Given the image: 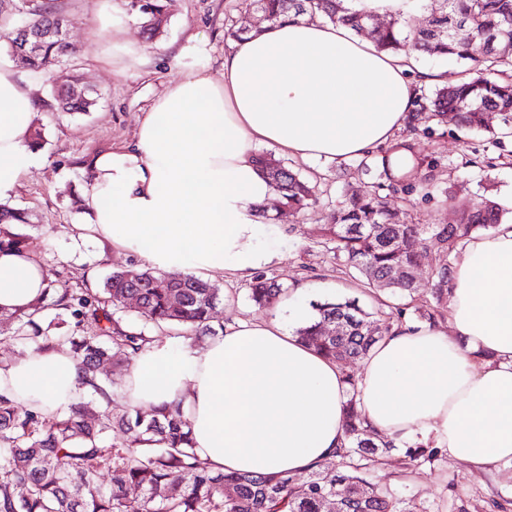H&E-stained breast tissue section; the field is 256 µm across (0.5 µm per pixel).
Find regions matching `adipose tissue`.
I'll return each instance as SVG.
<instances>
[{"label":"adipose tissue","mask_w":512,"mask_h":512,"mask_svg":"<svg viewBox=\"0 0 512 512\" xmlns=\"http://www.w3.org/2000/svg\"><path fill=\"white\" fill-rule=\"evenodd\" d=\"M439 72L379 52L342 25L299 16L236 42L221 80L199 70L169 84L135 139L88 159L76 241L109 243L168 272L239 279L271 265L259 244L276 194L258 146L345 161L394 144L418 87ZM32 86L0 57V197L29 173ZM45 265L0 252V312L39 300ZM445 322L393 326L363 360L360 403L371 431L486 470L512 462V224L470 235L449 273ZM341 368L278 317L237 320L201 348L155 345L129 370V400L180 403L198 455L216 472L303 473L345 443ZM82 390L68 351L27 349L0 369V394L45 413Z\"/></svg>","instance_id":"adipose-tissue-1"}]
</instances>
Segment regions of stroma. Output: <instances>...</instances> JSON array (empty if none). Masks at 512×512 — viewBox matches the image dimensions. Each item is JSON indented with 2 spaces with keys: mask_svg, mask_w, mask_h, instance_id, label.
Returning <instances> with one entry per match:
<instances>
[{
  "mask_svg": "<svg viewBox=\"0 0 512 512\" xmlns=\"http://www.w3.org/2000/svg\"><path fill=\"white\" fill-rule=\"evenodd\" d=\"M100 3L57 0L69 23V39L82 52L75 62L51 68L56 75H79L83 85L99 94L98 104L87 114L48 111L45 103L51 98V85L33 78L34 124L41 128L43 142L21 187L4 199L5 205L27 216L20 227L27 249L44 263L51 279L71 288L80 287L90 277L101 280L128 262L106 247L73 241L65 233L67 226L81 220L71 196L87 178L83 159L131 142L144 112L186 70L220 79L224 54L234 44L229 30L250 26L256 18L254 0H167L168 25L162 35L148 38L140 17H133L128 35L144 50L129 57L113 54L112 28L98 18ZM399 137L414 143L423 161L407 178L405 188L385 199L405 223H458L459 210L452 202L458 193L474 203L487 196L512 195V136L493 141L485 135L464 133L450 122H433L425 132L417 134L407 128ZM284 163L316 179L321 203L308 215H284L280 220L284 237H262V244L279 253L266 275L287 288L296 282L305 284L298 299L304 313L311 312L312 302L334 297L355 299L363 309L378 311L368 291L334 259L321 231L322 225L333 223L336 202L345 190L380 182L377 155L342 162L288 157ZM430 169L435 172L436 185L427 196L421 183ZM212 282L232 293L218 305L216 322L261 317V310L248 297V280L217 275ZM369 479L410 501L418 512H512V463L478 472L441 453L430 461L411 462L403 449L395 448L371 470Z\"/></svg>",
  "mask_w": 512,
  "mask_h": 512,
  "instance_id": "obj_1",
  "label": "stroma"
}]
</instances>
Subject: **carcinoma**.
<instances>
[{"label":"carcinoma","instance_id":"carcinoma-1","mask_svg":"<svg viewBox=\"0 0 512 512\" xmlns=\"http://www.w3.org/2000/svg\"><path fill=\"white\" fill-rule=\"evenodd\" d=\"M412 0V9H428L415 29L408 19L394 17L385 26L357 8V0H257L263 21L259 31L293 15L321 18L341 24L371 38L376 47L394 55L415 51L429 57L469 60L470 36L486 44L483 57L456 84L421 92L415 101L411 129L446 116L466 131L512 134V0ZM25 19L0 33V48L12 54L13 45L28 31L49 29L61 17L55 0H21L14 6ZM153 35L168 23L164 0H142L137 9ZM79 48L68 40L49 38L43 56L26 70L53 81L48 67L71 61ZM51 112L91 111L99 94L85 90L70 93V85H52ZM501 115V132L491 130L485 115ZM256 161L276 192L279 210L311 212L319 201L318 185L293 172L267 153ZM385 181L369 190L344 191L336 204L335 223L323 225L333 244L336 260L352 270L363 287L388 291L401 299L397 317L407 309L405 299L415 298L418 287L417 252L426 237L441 250L453 253L471 233L488 231L501 223L505 209L488 198L476 209L458 202L463 224H402L383 202L380 191H397L403 176L383 168ZM24 213L0 205V249L25 248L16 224ZM405 277L387 281L392 268ZM443 264L428 273V286L437 305L426 320L443 316L438 303L448 301V272ZM285 289L263 273L249 284L248 297L260 309L274 307ZM138 298L135 316L125 313L128 296ZM223 300L221 289L190 274L157 271L131 263L112 270L91 288H68L48 282L44 297L31 310L0 321V335L11 336L39 350L66 348L79 364L88 390L81 399L48 420L33 407L0 395V512H325L324 499L338 502L339 512H416L404 499L374 487L365 477L369 456L379 445L365 426L359 408V380L345 374L346 442L335 458L311 469L298 486L282 474L215 473L197 455L186 420L177 406L138 407L121 415L112 413V398L125 395L119 378L124 362L141 355L157 336L138 328L181 335L188 331L217 335L224 325L212 324V312ZM71 318V329L53 331L45 312ZM313 318L296 330L298 338L334 362L365 358L392 324L373 318L353 301L327 299L313 304ZM334 319L341 334L326 336L322 326ZM113 431L124 441L106 444ZM139 494L129 495L130 489Z\"/></svg>","mask_w":512,"mask_h":512}]
</instances>
